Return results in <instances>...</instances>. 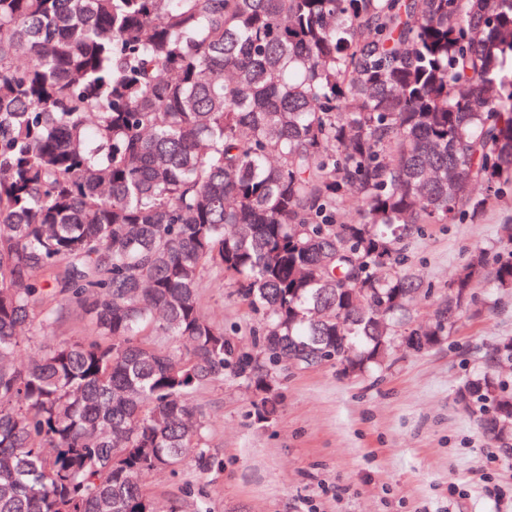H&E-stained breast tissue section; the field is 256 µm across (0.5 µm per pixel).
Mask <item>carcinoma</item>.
I'll return each instance as SVG.
<instances>
[{"label":"carcinoma","mask_w":512,"mask_h":512,"mask_svg":"<svg viewBox=\"0 0 512 512\" xmlns=\"http://www.w3.org/2000/svg\"><path fill=\"white\" fill-rule=\"evenodd\" d=\"M512 190V0H0V512H157L141 477L223 471L192 394L273 370L383 367L451 336L475 251L429 327L410 240ZM224 272L241 349L200 303ZM88 333L19 365L34 321ZM512 336L465 408L512 450Z\"/></svg>","instance_id":"1"}]
</instances>
